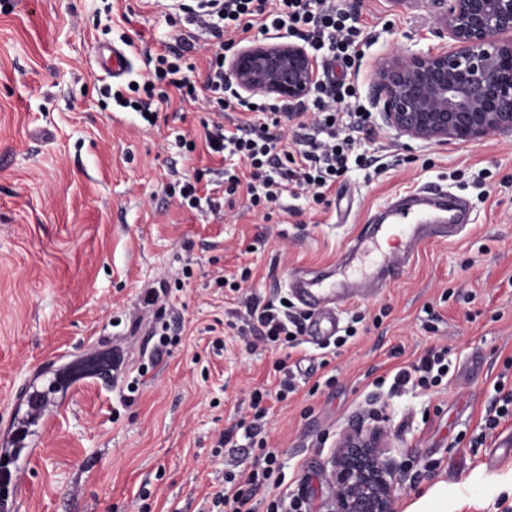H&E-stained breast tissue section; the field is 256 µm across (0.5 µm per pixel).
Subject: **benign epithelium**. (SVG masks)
I'll list each match as a JSON object with an SVG mask.
<instances>
[{
  "label": "benign epithelium",
  "instance_id": "7a95c632",
  "mask_svg": "<svg viewBox=\"0 0 512 512\" xmlns=\"http://www.w3.org/2000/svg\"><path fill=\"white\" fill-rule=\"evenodd\" d=\"M449 45L397 49L372 74L381 125L424 144L466 147L512 134V0H446ZM233 92L296 104L318 81V64L300 43L254 40L228 63ZM383 436L359 425L336 442L328 474L329 512H394L400 469L381 459Z\"/></svg>",
  "mask_w": 512,
  "mask_h": 512
}]
</instances>
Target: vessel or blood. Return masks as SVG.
I'll return each instance as SVG.
<instances>
[{
    "instance_id": "obj_1",
    "label": "vessel or blood",
    "mask_w": 512,
    "mask_h": 512,
    "mask_svg": "<svg viewBox=\"0 0 512 512\" xmlns=\"http://www.w3.org/2000/svg\"><path fill=\"white\" fill-rule=\"evenodd\" d=\"M99 66L112 77L119 78L128 71L130 60L124 48L113 44H101L96 48ZM470 204L466 198L448 195L437 186H428L413 195L402 197L393 215L369 218L366 231L353 241L354 250L366 247L367 240L381 235L398 237L402 248L382 263L379 272L371 276V284L388 286L408 271L420 251L428 244L447 239L455 228L468 222ZM288 287L297 303L309 315V331L313 342H321L334 336L337 330L336 306L348 299L366 297L365 288H339L324 278L309 280L289 277ZM27 405L25 425L11 429L0 449V479L9 485V494L0 498V512H17L25 496L24 473L18 465L22 450L36 449L38 440L31 436L32 426H47L52 408L38 391L23 395Z\"/></svg>"
}]
</instances>
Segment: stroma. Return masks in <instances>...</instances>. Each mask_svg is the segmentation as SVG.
Here are the masks:
<instances>
[{"mask_svg": "<svg viewBox=\"0 0 512 512\" xmlns=\"http://www.w3.org/2000/svg\"><path fill=\"white\" fill-rule=\"evenodd\" d=\"M172 2L0 0V433L20 386L55 402L42 446L19 460L21 512H205L225 472L259 453L243 430L236 447L216 446L219 430L251 420L257 388L269 392L262 437L279 469L258 512H288L293 499L326 512L334 446L360 423L386 432L382 454L401 468L395 512L419 500L427 512H512V458L487 464L493 441L475 443L500 390L512 391V136L459 148L377 125L361 148L379 167L351 166L330 206L286 195L266 216L241 199L216 214L179 207L164 192L173 176L204 186L223 167L179 144L203 140L212 112L175 96L146 122L103 95L110 79L95 62L96 45L124 47L120 82L140 80L185 25ZM361 2L369 112L382 57L447 39L441 0ZM431 185L466 197L470 224L378 296L340 303L344 345L239 336L244 307L217 276L249 267L251 291L276 302L297 271L364 276L383 255L347 257L358 227ZM163 279L183 330L157 360L144 298ZM434 347L448 350L442 381L395 386ZM287 374L296 390L280 401Z\"/></svg>", "mask_w": 512, "mask_h": 512, "instance_id": "stroma-1", "label": "stroma"}]
</instances>
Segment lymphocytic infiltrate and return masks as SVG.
Returning a JSON list of instances; mask_svg holds the SVG:
<instances>
[{"mask_svg": "<svg viewBox=\"0 0 512 512\" xmlns=\"http://www.w3.org/2000/svg\"><path fill=\"white\" fill-rule=\"evenodd\" d=\"M359 10L342 0H197L187 9V24L206 30L211 40L205 43L207 73L203 84H195L185 71L181 53L158 55L153 71L144 78L143 101L128 98L122 91L104 88L120 106H138L147 120H154L151 98L169 103L171 94L194 101L199 91L217 119L204 131L208 153L225 154L242 160L249 169L247 177L225 173L224 192L235 196L245 191L251 208L268 209L279 204L283 194L306 201L325 203L328 192L339 177L349 170V161L358 145L357 135L370 122L369 113L352 105L356 95L353 84L334 80L322 73L312 99L295 105L261 102L228 95L224 92V53L236 41L247 40L252 30L261 33L287 32L301 40L315 60L322 65L336 64L345 70L357 68L360 26ZM163 91H156V84ZM262 112L263 120L240 121L226 129L220 119L225 112ZM311 122H304L306 113ZM243 304L253 331L263 340L287 342L297 347L302 333L301 317L288 301L274 303L256 294L244 296ZM447 349H432L410 367L395 376L399 386L412 384L424 389L438 383L448 372ZM277 470L276 456L262 450L248 472L227 473L222 489L211 497L210 512H257L254 500L259 488Z\"/></svg>", "mask_w": 512, "mask_h": 512, "instance_id": "1", "label": "lymphocytic infiltrate"}]
</instances>
